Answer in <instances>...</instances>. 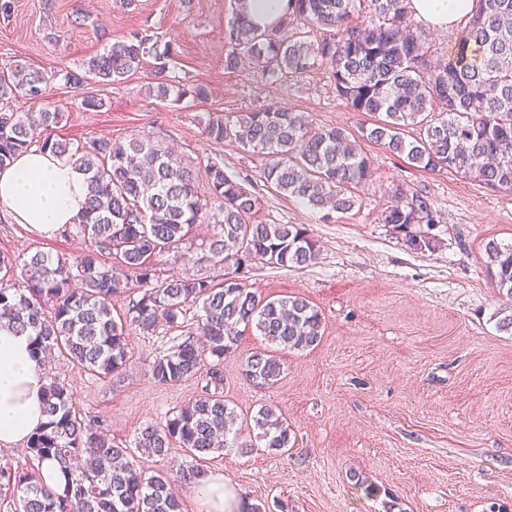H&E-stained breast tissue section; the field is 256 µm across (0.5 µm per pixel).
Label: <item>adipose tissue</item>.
<instances>
[{"label":"adipose tissue","instance_id":"obj_1","mask_svg":"<svg viewBox=\"0 0 512 512\" xmlns=\"http://www.w3.org/2000/svg\"><path fill=\"white\" fill-rule=\"evenodd\" d=\"M473 0H410L414 18L432 29H445L470 17ZM85 175L69 159L30 150L0 169V210L14 223L27 225L39 238L78 223L87 201ZM48 386L47 365L36 354L31 336L0 322V446L25 444L45 421L42 404ZM191 490L203 512H247L248 500L209 473Z\"/></svg>","mask_w":512,"mask_h":512}]
</instances>
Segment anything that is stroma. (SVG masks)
I'll list each match as a JSON object with an SVG mask.
<instances>
[{"label":"stroma","mask_w":512,"mask_h":512,"mask_svg":"<svg viewBox=\"0 0 512 512\" xmlns=\"http://www.w3.org/2000/svg\"><path fill=\"white\" fill-rule=\"evenodd\" d=\"M85 10L86 24L74 22ZM230 0H13L0 19V64L23 59L53 72L78 68L102 52L107 40L137 30L172 44L176 76L204 83L205 101L162 102L147 86L156 62L146 59L122 83L88 90L51 82L44 103L59 108L61 138H156L197 168L220 160L228 174L258 182L265 157L203 133L202 118L234 117L275 105L307 113L313 128L339 126L357 133L362 117L339 99L329 68L278 82L261 69L224 68V30ZM93 92L101 110L85 109ZM372 180L361 205L323 218L293 198L264 189L262 219L299 224L317 240V264L306 268L252 266L241 282L271 298L297 295L321 310L323 335L305 351H281L284 372L259 389L242 374L262 336L246 329L224 359V397L246 422L260 406L287 419L292 440L285 453L268 451L255 431L242 428L238 445L202 462L223 474L251 504L278 512H385L388 497L401 512H512V332L500 329L512 299L499 293L485 269L482 246L512 242V196L494 193L451 171L431 173L362 142ZM426 191L439 222L399 231L385 223L396 186ZM434 235L433 248L411 249L407 235ZM83 237L64 231L51 238L29 234L0 213V251L38 250L72 255ZM161 333L131 330L133 357L120 378L90 377L54 359L48 379L76 396L82 416L99 422L114 443L133 445L143 425L198 395L202 383L161 385L149 365ZM379 488L378 496L366 486Z\"/></svg>","instance_id":"obj_1"}]
</instances>
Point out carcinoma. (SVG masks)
Here are the masks:
<instances>
[{"mask_svg":"<svg viewBox=\"0 0 512 512\" xmlns=\"http://www.w3.org/2000/svg\"><path fill=\"white\" fill-rule=\"evenodd\" d=\"M225 39V70L248 61L276 82L325 64L336 95L371 118L360 126L362 139L426 171L450 169L492 192L512 194V0H475L472 17L456 32L455 53L444 62L433 61L435 50L414 27L408 0H288L286 16L267 30L234 10ZM173 53L132 31L80 70L50 75L20 59L0 66V168L36 146L72 160L89 184L85 211L73 225L89 241L80 254L0 253V320L32 333L35 352L57 351L100 379L122 374L129 362V328L151 334L160 326L168 341L150 365L152 379L162 385L205 382L193 401L138 429L133 450L108 440L101 426L76 412L74 393L50 382L46 423L28 440L27 453L69 469L70 480L62 490H50L39 471L21 470L1 456L0 496L18 498L22 512H183L171 477L147 473L134 451L164 458L181 449L192 463L175 477L192 483L201 476L198 462L229 450L237 438L238 415L224 399L221 365L237 349L240 326L255 327L267 343L289 351L310 349L322 337V313L303 297L268 299L236 276L219 282L199 275L159 277L164 258L186 263L199 251L238 270L316 263L319 245L307 229L259 220L263 195L227 174L224 163L205 166L209 197L203 199L192 162L154 140L99 137L76 146L54 134L63 118L58 109L16 112L10 106L19 96L42 99L53 79L75 89L93 81L117 84L147 58L160 61L149 95L206 100L205 84L168 73L164 59ZM410 127L416 136L406 134ZM203 133L264 155V184L322 211L353 209L371 181V162L347 131H314L303 112L267 106L233 120L210 113ZM384 221L402 230L436 224L435 202L397 187ZM201 223L220 231L199 244L190 233ZM484 255L495 287L512 299V242L491 239ZM18 279L24 286L15 287ZM133 280L143 290L116 318L112 299ZM282 373L280 356L266 349L251 352L242 368L260 389ZM252 421L265 447L285 452L291 442L286 419L262 406Z\"/></svg>","mask_w":512,"mask_h":512,"instance_id":"1","label":"carcinoma"}]
</instances>
